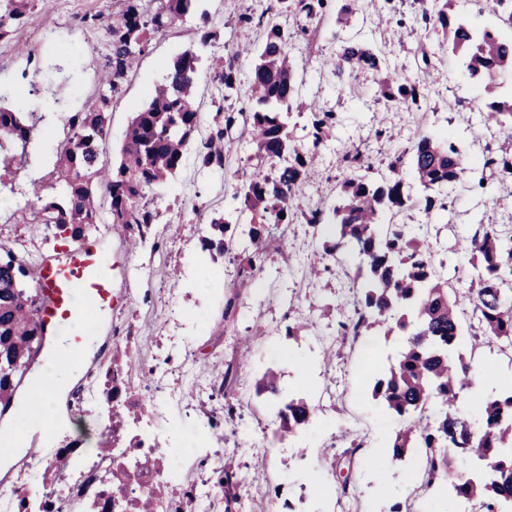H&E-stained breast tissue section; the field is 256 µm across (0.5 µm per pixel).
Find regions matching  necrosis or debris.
<instances>
[{"mask_svg":"<svg viewBox=\"0 0 512 512\" xmlns=\"http://www.w3.org/2000/svg\"><path fill=\"white\" fill-rule=\"evenodd\" d=\"M133 343L131 325L113 326L111 365L89 371L108 404L102 422L106 453H88L74 442L48 455L27 449L0 480V512H188L201 497L210 512H224L223 465L204 457L195 480H188L183 467L168 460L163 415L147 416L131 432L138 402L159 397L157 385L132 388ZM37 473L42 482H34Z\"/></svg>","mask_w":512,"mask_h":512,"instance_id":"obj_1","label":"necrosis or debris"}]
</instances>
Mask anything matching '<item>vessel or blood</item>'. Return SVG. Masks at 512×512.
<instances>
[{
    "mask_svg": "<svg viewBox=\"0 0 512 512\" xmlns=\"http://www.w3.org/2000/svg\"><path fill=\"white\" fill-rule=\"evenodd\" d=\"M36 286L42 302L39 311L46 335H62L84 309L112 306L121 297L112 289V274L106 268L98 241L84 240L63 248L60 254L41 259Z\"/></svg>",
    "mask_w": 512,
    "mask_h": 512,
    "instance_id": "b4317fda",
    "label": "vessel or blood"
}]
</instances>
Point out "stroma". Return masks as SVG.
Returning <instances> with one entry per match:
<instances>
[{"mask_svg": "<svg viewBox=\"0 0 512 512\" xmlns=\"http://www.w3.org/2000/svg\"><path fill=\"white\" fill-rule=\"evenodd\" d=\"M113 0H31V22L11 40L0 41V103L22 112L35 113L41 132L29 149L28 158L16 170L14 189L0 190L6 207L0 208V243L15 246L39 241L40 225L31 223L24 205L32 184L44 180L56 162L57 145L68 131L69 113L92 104L99 86L108 36L102 28L78 24L88 13L111 15ZM215 32L202 42L198 12L179 19L171 33L156 36L148 52L141 55L123 84L121 99L114 105L110 127L100 144L106 164H118L134 112L149 99L154 85L163 81L179 54L193 51L198 57L199 80L196 101L200 105V127L208 129L217 115L218 92L212 65L216 58L237 57L239 79L249 86L255 56L253 50L263 39L258 27L241 28L237 17L246 12L266 18L295 31L292 54L296 60L295 83L306 98L339 114L335 135L321 151L319 174L302 187V196L311 206H327L336 199L342 169L336 166L339 149L358 146L372 164L366 177L378 179L386 172L387 151L408 147L419 134L434 136L452 132L469 154H481L485 145H498L503 138L498 126L486 122L483 102L477 90L458 75L456 59L441 33L412 36L405 44L390 38L397 20H411L416 6L404 0L397 11L383 8L359 11L348 23L337 20L336 12L306 20L284 8L279 0H201ZM357 41L372 47L384 66L404 77H414L421 56H428L433 82L422 113L386 108L377 99L370 72L356 75V95H337L325 59L337 57L342 45ZM251 46L248 54H238L239 46ZM37 71L42 92H28L25 72ZM385 126L384 139H376L378 126ZM248 117H240L227 136L229 156L223 169L200 167L194 151H187L183 166L157 190L154 203L159 217L155 229L166 238V250H152L150 244H129L102 225L99 232L105 257L114 264L113 287L131 295L128 304L92 314V344L84 346L77 364L85 370L91 362L108 364L113 355L109 330L113 323L134 325L139 338L142 363L134 365L135 385L155 382L148 361L167 347L174 354H186L179 373L170 376L167 388L172 397L168 417L173 423L172 457L188 458L193 452H221L233 457L239 471L235 487L224 501L226 512H280L274 494L277 485L303 489L306 512H389L401 504L406 512H458V505L438 489H425L416 476L426 464L423 449L411 450L405 460L377 467L386 457L389 439L400 428L398 418L373 400L370 377L388 366L400 349V338L372 330L352 338L340 335L338 323L348 315L354 299L357 263L346 253L327 256L323 244L333 236V227L311 229L303 219L289 225L287 235L276 226H267L265 238L271 250L262 274L249 286H241L238 267L225 256L218 275L225 293L239 296L236 311L222 315L221 297L205 299L196 261L197 240L202 223L195 205L235 218L241 205L235 187L242 174L251 173ZM448 210L425 215L413 207L399 213L398 220L430 242L437 262L450 283L469 282L471 268L458 253L463 238L472 236L481 225H496L502 237L512 236V200L478 190L458 189ZM322 261L330 268L322 278H310L307 266ZM185 312L188 324L172 327L168 321L171 304ZM308 319L309 330L286 336L289 319ZM260 324L267 333L252 343H244L248 327ZM462 354L470 367H486L495 372L487 394L512 388V356L500 351L495 342L466 339ZM235 378L229 393L239 406V416L225 423L223 436L201 444L192 430L181 424L188 409L211 406L208 388L219 381L226 368ZM277 372L287 394L303 397L316 406L313 426L293 439L283 440L280 453L264 456L258 439L256 414L274 417L275 411L256 387L266 370ZM77 395L80 412L68 415L65 436L84 448L101 445L100 424L89 381L79 378ZM347 475L346 494H337L338 475Z\"/></svg>", "mask_w": 512, "mask_h": 512, "instance_id": "1", "label": "stroma"}]
</instances>
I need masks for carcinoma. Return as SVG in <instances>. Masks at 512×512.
<instances>
[{"instance_id":"carcinoma-1","label":"carcinoma","mask_w":512,"mask_h":512,"mask_svg":"<svg viewBox=\"0 0 512 512\" xmlns=\"http://www.w3.org/2000/svg\"><path fill=\"white\" fill-rule=\"evenodd\" d=\"M198 2L119 0L110 19L100 13L84 15V24L103 26L108 34L109 53L101 81L106 89L89 108L68 117L69 127L76 132L58 150L57 163L48 173L53 181L65 183L64 194L31 211L32 223L53 224L58 235L71 239L79 233L75 225L99 224L106 214L112 229L123 234L132 231L142 240L144 233L132 225L157 223L158 211L149 195L180 169L189 144H195L201 167L224 169L225 131L237 120L230 103L241 96L239 50L215 71L222 100L228 103L218 108L224 113L223 124L196 138L197 57L187 50L173 60L163 82L136 112L119 166L106 165L95 153L97 143L107 135L113 100L122 93L135 59L149 49L155 35L170 31L176 20L198 9ZM332 2L289 0V6L311 20L330 9ZM453 2L417 0L420 8L413 22L424 37L436 29L449 36L461 75L485 101L487 120L512 130V102L499 100L503 80L512 73V40L493 29L478 31L454 21ZM28 4L29 0H0V40L28 24ZM263 24L265 37L249 95L254 103L250 136L255 171L236 188L243 206L235 222L216 211L208 216L215 234L201 240L202 249L222 255L248 238L239 253L238 274L252 280L264 270L265 225H288L298 214L313 228L334 225L336 240L324 245L325 254L345 250L358 261V271L365 272L356 291L354 313L340 323L342 334L359 336L378 326L386 336L403 337L401 358L380 371L372 388L373 398L406 422L389 444L392 458H402L410 448H423L426 487L446 482L457 496L480 502L486 512H512V391L487 401L478 417L470 420L457 407L459 390L469 384L470 367L452 353L461 339L460 315L466 309L484 338L512 349V238L503 240L496 225L487 224L466 239L463 249L470 253L477 288L456 290L435 270L430 244L394 221L403 208L415 204L428 215L447 210L449 190L456 186L492 190L511 183L512 152L489 149L472 159L453 137L422 134L390 158L388 177L374 181L361 175L366 157L352 146L337 154V165L346 176L336 203L304 209L300 189L315 168L319 148L336 127L338 113L316 101L302 100L294 80L295 33L272 21L258 22ZM421 60L424 68L410 79L383 68L370 46L348 42L325 67L339 90L354 72L369 70L377 77V92L387 106L418 112L431 77L427 56ZM305 111L307 133L297 141L289 119ZM36 127L34 115L0 106V185L7 183L14 162L27 158ZM405 170L421 187L420 195L410 194ZM99 188L107 194L105 214L96 205ZM29 265V260L11 250L6 262H0V359L13 366L10 375L0 376V389L22 377L24 362L18 360L17 344L30 341L37 330L31 315L36 289L28 287L33 280V272L26 270ZM264 393L275 398L282 394L273 372H266L257 386V394ZM312 413L313 406L304 398L283 401L278 409L280 431L291 435L304 428ZM471 455L485 461L477 479L461 469Z\"/></svg>"}]
</instances>
